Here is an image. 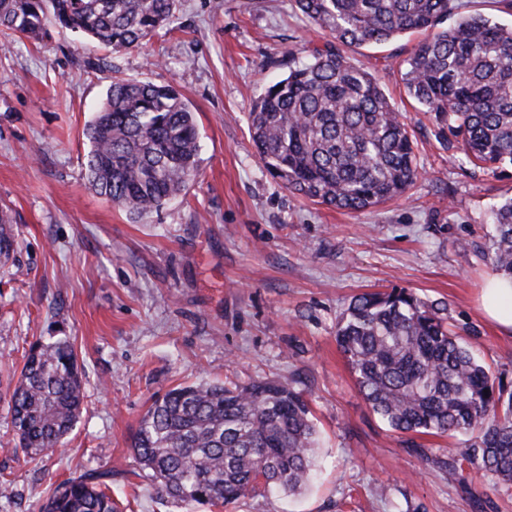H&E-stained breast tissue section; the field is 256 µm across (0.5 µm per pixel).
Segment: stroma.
<instances>
[{"label": "stroma", "mask_w": 512, "mask_h": 512, "mask_svg": "<svg viewBox=\"0 0 512 512\" xmlns=\"http://www.w3.org/2000/svg\"><path fill=\"white\" fill-rule=\"evenodd\" d=\"M421 39L346 50L407 115L421 171L404 196L363 211L292 193L250 139L253 100L333 41L293 0H180L171 29L131 50L59 27L0 45V204L18 242L0 277V352L19 368L34 343L70 337L88 392L60 449L34 461L0 399V473L13 488L0 512H40L64 479L110 467L123 512H181L139 477L130 438L154 398L200 378L289 384L320 432L308 490L257 493L235 512H512V487L478 465L451 480L428 464L457 440L399 434L373 414L336 344L353 296L404 288L445 302L459 336L512 384V337L478 305L495 273L490 209L512 197V165L469 163L407 96L400 69ZM116 76L175 86L199 131L197 178L136 222L86 179L83 130Z\"/></svg>", "instance_id": "stroma-1"}]
</instances>
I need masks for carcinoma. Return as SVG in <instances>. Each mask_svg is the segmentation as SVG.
Returning <instances> with one entry per match:
<instances>
[{
	"label": "carcinoma",
	"mask_w": 512,
	"mask_h": 512,
	"mask_svg": "<svg viewBox=\"0 0 512 512\" xmlns=\"http://www.w3.org/2000/svg\"><path fill=\"white\" fill-rule=\"evenodd\" d=\"M336 45L289 66L248 113L253 146L293 193L347 211L404 194L420 177L413 140L377 79L344 48L433 29L403 63L408 95L465 159L512 165V26L463 15L440 30L452 0H294ZM177 0H0V32L39 41L51 25L116 51L140 46L172 21ZM95 192L142 218L198 173L195 113L170 84L115 77L86 128ZM495 269L512 277V198L493 211ZM11 210L0 208V260L15 252ZM368 407L393 431L465 437L460 457L433 463L452 480L458 459L512 486V390L447 326L446 308L404 289L354 296L336 328ZM19 446L31 458L59 446L86 398L72 344L31 347L8 382ZM319 432L307 401L274 380L179 384L154 399L131 437L157 494L186 512L233 508L258 488L301 494L318 466ZM41 512H120L112 471L58 485Z\"/></svg>",
	"instance_id": "1"
}]
</instances>
